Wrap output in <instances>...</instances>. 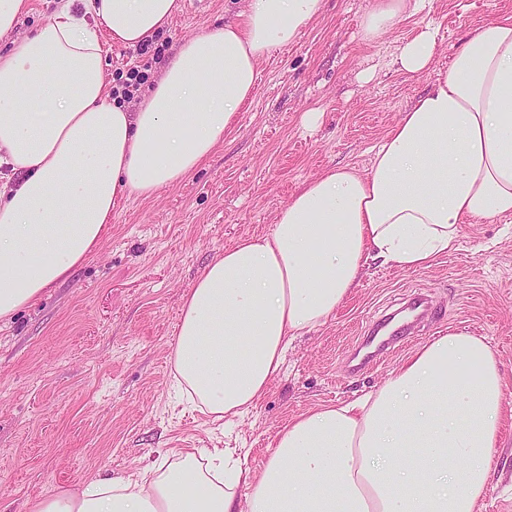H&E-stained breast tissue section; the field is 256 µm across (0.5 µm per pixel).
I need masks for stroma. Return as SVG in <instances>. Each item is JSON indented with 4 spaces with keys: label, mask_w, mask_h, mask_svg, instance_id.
I'll return each instance as SVG.
<instances>
[{
    "label": "stroma",
    "mask_w": 512,
    "mask_h": 512,
    "mask_svg": "<svg viewBox=\"0 0 512 512\" xmlns=\"http://www.w3.org/2000/svg\"><path fill=\"white\" fill-rule=\"evenodd\" d=\"M156 38L181 42L236 20L241 0H189ZM373 0H326L299 39L259 65L253 100L224 142L185 180L112 212L98 252L19 317L0 326V505L31 512L42 498L122 477L158 453L239 448L263 470L275 433L322 404L375 391L431 337L487 339L505 380L501 435L480 512H512V218L461 227L455 251L405 270L369 261L330 320L294 340L279 376L243 416L222 424L173 386L171 354L181 300L203 268L239 238L269 232L301 184L327 170H368L372 149L432 82L400 69L404 42L427 20L439 27V68L465 35L512 11V0H430L378 41L364 39ZM317 112L315 127L305 113ZM425 292L440 317L403 337L386 358L353 370L373 319Z\"/></svg>",
    "instance_id": "35a3bbf8"
}]
</instances>
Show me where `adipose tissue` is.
Wrapping results in <instances>:
<instances>
[{
  "label": "adipose tissue",
  "instance_id": "ef3b65f1",
  "mask_svg": "<svg viewBox=\"0 0 512 512\" xmlns=\"http://www.w3.org/2000/svg\"><path fill=\"white\" fill-rule=\"evenodd\" d=\"M425 0H374L365 38ZM325 0H245L238 21L185 39L129 108L110 98L98 30L135 46L178 0H57L0 54V321L38 301L100 247L117 202L150 198L196 171L251 101L258 66L296 40ZM427 22L399 65L429 72ZM512 216V14L451 55L374 148L372 166L308 180L270 232L215 257L182 297L175 381L221 420L246 413L292 341L323 326L370 258L402 269L457 249L462 225ZM504 376L485 338L449 332L419 346L378 390L322 405L279 430L261 472L233 449L183 448L127 477L96 475L35 512H476L503 418Z\"/></svg>",
  "mask_w": 512,
  "mask_h": 512
}]
</instances>
